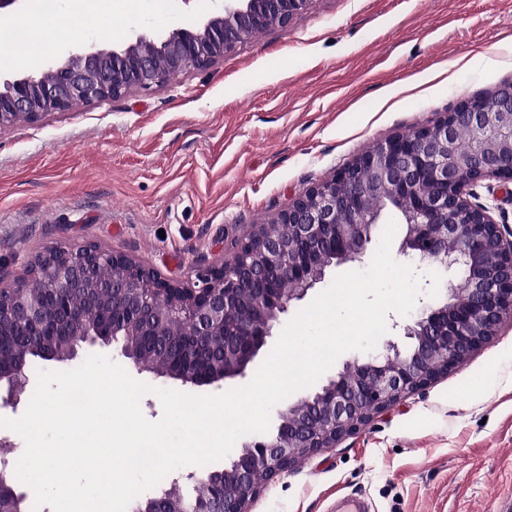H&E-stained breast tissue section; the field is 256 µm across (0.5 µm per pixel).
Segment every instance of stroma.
<instances>
[{"label": "stroma", "mask_w": 512, "mask_h": 512, "mask_svg": "<svg viewBox=\"0 0 512 512\" xmlns=\"http://www.w3.org/2000/svg\"><path fill=\"white\" fill-rule=\"evenodd\" d=\"M216 0H126L124 33L62 21L50 57L200 23ZM512 81V0H314L210 68L0 130V284L36 255L93 244L190 284L235 241L377 142ZM393 258L442 280L458 265ZM495 512L512 497V320L466 361L336 447L269 481L248 512Z\"/></svg>", "instance_id": "stroma-1"}]
</instances>
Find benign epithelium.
<instances>
[{
  "mask_svg": "<svg viewBox=\"0 0 512 512\" xmlns=\"http://www.w3.org/2000/svg\"><path fill=\"white\" fill-rule=\"evenodd\" d=\"M313 0H224L203 24L178 27L150 38L137 34L119 49L72 50L44 74L0 83V129L34 121L75 103L94 104L133 91L161 87L169 72L212 66L242 43L273 26L288 24ZM165 59L170 71L159 66ZM466 130L465 151L457 148ZM494 179L512 183V82L488 101L464 99L431 125L393 136L337 168L310 187L274 220L288 225L282 237L254 224L237 239L233 259L193 269L191 286L175 284L134 258L95 245L45 254L44 285L25 295L0 286V325L26 337L20 358L0 364L3 405L20 402L16 387L32 378L25 358L69 363L78 350L122 341L121 354L139 371L192 387L247 376L281 314L325 277L334 261L354 259L370 242L380 212L368 200L381 193L403 212L407 233L402 252L421 261L463 262L471 271L466 287L450 300L430 305L403 325L415 340L403 353L390 341L383 352L347 363L312 396L287 407L277 434L256 435L235 451L224 475L199 468L185 475L197 491L186 502L179 480L135 512H245L259 492L255 474L272 480L302 457L331 448L407 395L455 369L512 317V234L506 235L486 205L474 204L467 189ZM120 266L126 275L102 281L99 269ZM102 291L111 303L77 321L69 297ZM178 319L191 325L190 342L167 336ZM0 512H27L19 487L0 485Z\"/></svg>",
  "mask_w": 512,
  "mask_h": 512,
  "instance_id": "1",
  "label": "benign epithelium"
}]
</instances>
